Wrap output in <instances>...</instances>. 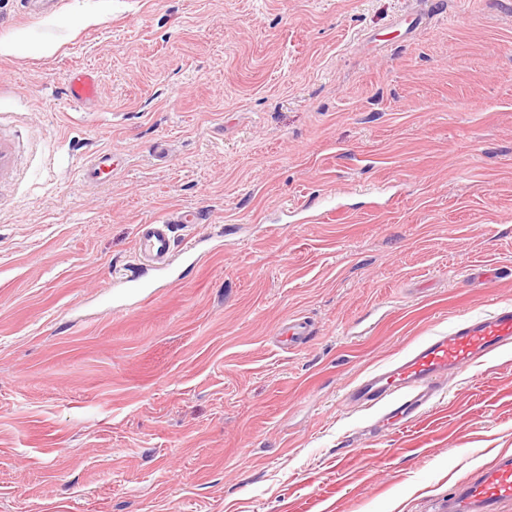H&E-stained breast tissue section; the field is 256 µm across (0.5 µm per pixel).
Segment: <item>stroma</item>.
Masks as SVG:
<instances>
[{"instance_id": "35a3bbf8", "label": "stroma", "mask_w": 512, "mask_h": 512, "mask_svg": "<svg viewBox=\"0 0 512 512\" xmlns=\"http://www.w3.org/2000/svg\"><path fill=\"white\" fill-rule=\"evenodd\" d=\"M21 33L0 512H439L512 450V347L401 429L343 401L512 304V0H0V41ZM75 68L101 105L69 101ZM184 210L198 260L114 287L139 226ZM291 318L308 342L281 343Z\"/></svg>"}]
</instances>
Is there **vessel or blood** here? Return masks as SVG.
<instances>
[{
	"label": "vessel or blood",
	"instance_id": "obj_1",
	"mask_svg": "<svg viewBox=\"0 0 512 512\" xmlns=\"http://www.w3.org/2000/svg\"><path fill=\"white\" fill-rule=\"evenodd\" d=\"M67 94L72 103L99 102L100 89L93 72L76 70L69 76ZM173 251L169 219L141 225L135 255L163 266ZM512 345V306L502 305L483 317H471L428 337L400 360L376 370L345 395L346 403L379 406L384 420L403 424L434 398L439 382ZM512 501V451L500 452L494 462L469 479L451 486L442 512H501Z\"/></svg>",
	"mask_w": 512,
	"mask_h": 512
}]
</instances>
